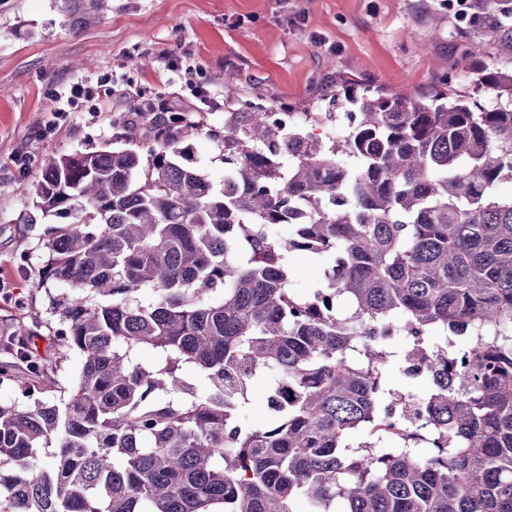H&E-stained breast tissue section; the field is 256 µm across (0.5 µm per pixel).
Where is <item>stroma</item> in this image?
Here are the masks:
<instances>
[{
	"mask_svg": "<svg viewBox=\"0 0 512 512\" xmlns=\"http://www.w3.org/2000/svg\"><path fill=\"white\" fill-rule=\"evenodd\" d=\"M445 0H107L99 22L74 32L54 0H0V339L26 325L45 349L57 328L48 312L58 289L38 287L50 223L33 208L31 186L49 155L99 147L120 133L123 113L145 101L197 118L190 83L223 99L225 87L267 112L328 109L339 80L424 96L457 88L462 38ZM192 58L193 74L167 71L164 57ZM110 79L117 96L80 100L54 131L58 92L80 80ZM189 165L224 177L216 134L223 110L202 115ZM31 160L18 172L11 158Z\"/></svg>",
	"mask_w": 512,
	"mask_h": 512,
	"instance_id": "1",
	"label": "stroma"
}]
</instances>
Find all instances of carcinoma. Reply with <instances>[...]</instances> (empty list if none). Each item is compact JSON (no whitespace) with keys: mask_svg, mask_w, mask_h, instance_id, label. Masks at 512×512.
<instances>
[{"mask_svg":"<svg viewBox=\"0 0 512 512\" xmlns=\"http://www.w3.org/2000/svg\"><path fill=\"white\" fill-rule=\"evenodd\" d=\"M57 2L78 32L104 7ZM458 32L488 105L346 79L353 132L330 141L244 101L218 184L184 163L203 123L148 104L120 120L139 148L45 159L60 328L43 354L8 341L0 381L40 393L65 349L82 368L63 399L0 403V512H512V0H476ZM298 251L323 264L306 294ZM399 334L423 395L387 387ZM356 428L402 447L352 449Z\"/></svg>","mask_w":512,"mask_h":512,"instance_id":"carcinoma-1","label":"carcinoma"}]
</instances>
